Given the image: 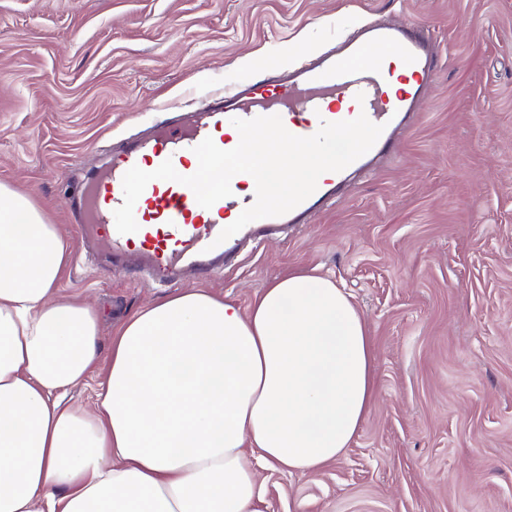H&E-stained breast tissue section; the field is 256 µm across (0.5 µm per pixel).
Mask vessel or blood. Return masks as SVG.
Masks as SVG:
<instances>
[{
    "label": "vessel or blood",
    "instance_id": "1",
    "mask_svg": "<svg viewBox=\"0 0 512 512\" xmlns=\"http://www.w3.org/2000/svg\"><path fill=\"white\" fill-rule=\"evenodd\" d=\"M436 53L431 42L413 26H376L360 29L342 41L332 54L318 57L294 69H274L260 79L239 85L229 96L214 98L195 123L188 127L164 124L151 135L127 142L112 154V166L87 184L79 198V230H103L113 252L137 245L139 253L167 274L188 264L203 271L211 257L232 260L241 239L274 232L283 224H299L310 210L322 207L344 181L343 172H333L318 181L315 192L288 213L255 220L239 234L219 241L220 225L212 214L239 216L255 201L254 194L243 192L250 176L235 175L232 194L212 208L200 206L193 191L174 181H151L134 208L137 233H118L114 212L123 203L122 179L134 166L158 168L171 161L184 176L194 174L189 162L194 148L212 138L223 150L235 148L228 137L233 119L280 116L293 135L315 134L322 122H339L366 114L384 130L366 154L351 163V170L368 166L380 155L395 148L394 132L400 117L413 112L424 85L435 72ZM402 64L411 75L407 88L389 93L395 64Z\"/></svg>",
    "mask_w": 512,
    "mask_h": 512
}]
</instances>
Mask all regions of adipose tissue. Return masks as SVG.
I'll return each instance as SVG.
<instances>
[{"label": "adipose tissue", "mask_w": 512, "mask_h": 512, "mask_svg": "<svg viewBox=\"0 0 512 512\" xmlns=\"http://www.w3.org/2000/svg\"><path fill=\"white\" fill-rule=\"evenodd\" d=\"M69 256L0 184V512H266L257 462L318 472L375 403L367 325L327 276L288 272L245 310L150 303L104 358L96 307L58 294ZM101 364L95 406L65 403Z\"/></svg>", "instance_id": "ef3b65f1"}]
</instances>
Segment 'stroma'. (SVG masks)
Returning a JSON list of instances; mask_svg holds the SVG:
<instances>
[{
    "label": "stroma",
    "mask_w": 512,
    "mask_h": 512,
    "mask_svg": "<svg viewBox=\"0 0 512 512\" xmlns=\"http://www.w3.org/2000/svg\"><path fill=\"white\" fill-rule=\"evenodd\" d=\"M369 22L421 26L436 75L394 151L305 223L206 278L83 245L70 196L113 147ZM0 183L71 245L60 284L125 317L200 289L248 308L329 274L374 343L376 402L343 456L260 470L268 512H512V0H0Z\"/></svg>",
    "instance_id": "35a3bbf8"
}]
</instances>
